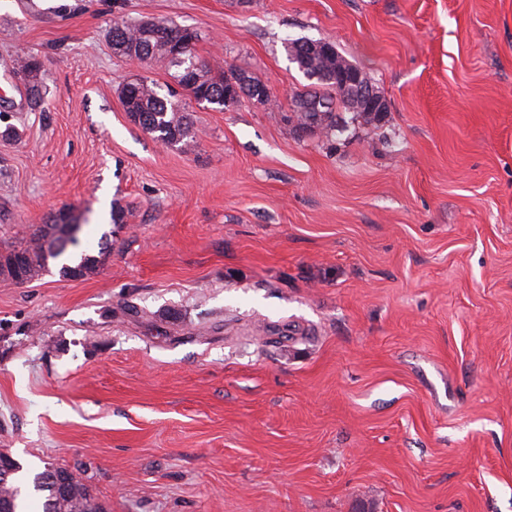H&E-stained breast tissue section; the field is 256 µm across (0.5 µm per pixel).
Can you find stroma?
<instances>
[{"mask_svg":"<svg viewBox=\"0 0 512 512\" xmlns=\"http://www.w3.org/2000/svg\"><path fill=\"white\" fill-rule=\"evenodd\" d=\"M117 16L195 28L272 103L154 140L121 89L172 71L115 55ZM295 39L383 119L297 130ZM8 126L0 241L70 206L69 254L112 253L0 285V452L107 512H512V0H0ZM19 73L27 74L30 77L27 91L31 104L37 105L42 99V78L41 62L32 54H25L24 57L16 60ZM104 238L105 240L101 243L100 251L97 256L84 254L75 265L62 263L58 269L59 276L63 279L72 280V278L76 277L77 273L80 274L82 279L98 273L105 265L112 250V240H108L106 235Z\"/></svg>","mask_w":512,"mask_h":512,"instance_id":"obj_1","label":"stroma"}]
</instances>
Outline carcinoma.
Instances as JSON below:
<instances>
[{
    "mask_svg": "<svg viewBox=\"0 0 512 512\" xmlns=\"http://www.w3.org/2000/svg\"><path fill=\"white\" fill-rule=\"evenodd\" d=\"M185 35L197 43L196 30L166 21L164 27H146L135 21L116 18L112 21L111 41L114 54L125 58H136L141 63L165 59L167 44L175 37ZM315 41L298 39L286 45L292 63L310 80L306 88L296 92L291 100L289 119L302 130L317 128L326 131L336 129V109L347 107L345 92L336 85L333 76L335 67L317 55L311 54ZM17 70L30 77L27 91L31 104L42 99L41 62L32 54L16 60ZM197 82V103L226 108L224 93L226 83L248 91L247 98L259 104H267L270 96H255L258 90L268 86L247 71L229 68L215 72L204 62L194 69ZM124 106L130 120L157 141H164L186 151L195 143L196 134L189 121L187 108L177 99V91L168 89L162 95L158 87L142 78L123 86ZM81 229L74 209L62 208L51 215L44 224H30L28 231L17 242L0 245V276L9 280V269L13 261H20L25 280L30 282L46 274L45 265L58 260L77 243ZM112 250V241L101 243L98 255H82L78 263H64L58 269L61 278L70 280L98 273L105 265ZM19 465H14L4 484H0V512H19L21 488L16 474ZM33 491L44 497L42 512H106L97 501L84 479L67 468L54 471L44 469L32 478Z\"/></svg>",
    "mask_w": 512,
    "mask_h": 512,
    "instance_id": "obj_1",
    "label": "carcinoma"
}]
</instances>
